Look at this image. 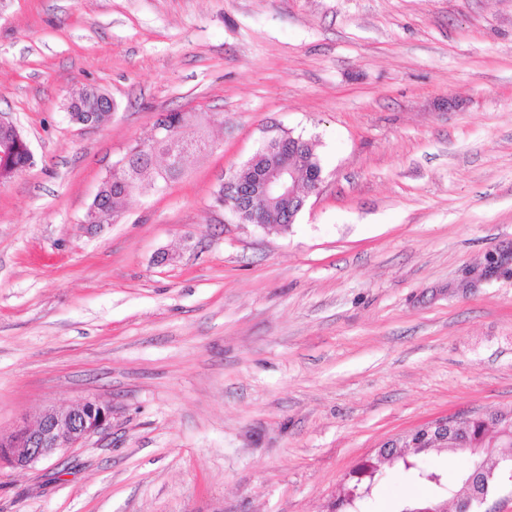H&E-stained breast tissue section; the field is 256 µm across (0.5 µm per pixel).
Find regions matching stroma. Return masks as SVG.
Returning a JSON list of instances; mask_svg holds the SVG:
<instances>
[{
    "label": "stroma",
    "mask_w": 512,
    "mask_h": 512,
    "mask_svg": "<svg viewBox=\"0 0 512 512\" xmlns=\"http://www.w3.org/2000/svg\"><path fill=\"white\" fill-rule=\"evenodd\" d=\"M77 85L109 93L72 123ZM216 149L83 216L166 112ZM0 434L97 398L112 427L0 469V512H325L437 417L512 408V0H0ZM322 171L288 232L214 191L271 136ZM388 469L360 512L447 495ZM91 87L79 85L74 88H72L69 92L68 98H67V105L66 110L69 116V119L71 122L75 124H80L84 126H94L99 125L102 122L95 120V117L93 114L87 113V112H98L99 117H103L108 114V112H112L115 109V104L112 101V104L107 102V104H101L99 100L94 96H87L83 101L81 102V106L84 112L78 111L74 108H71L70 102H75L81 95H83L88 89ZM15 149L25 151L31 160L34 159L28 142L17 126L3 115H0V152L8 153ZM26 153L17 151L8 159L0 157V183L2 179L6 182L17 172L30 166L31 163H29V157Z\"/></svg>",
    "instance_id": "1"
}]
</instances>
